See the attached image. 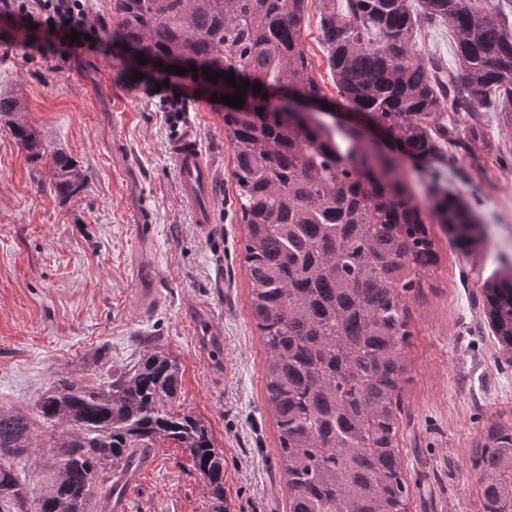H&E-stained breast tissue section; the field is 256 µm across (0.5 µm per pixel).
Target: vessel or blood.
Wrapping results in <instances>:
<instances>
[{
  "label": "vessel or blood",
  "instance_id": "b4317fda",
  "mask_svg": "<svg viewBox=\"0 0 512 512\" xmlns=\"http://www.w3.org/2000/svg\"><path fill=\"white\" fill-rule=\"evenodd\" d=\"M169 151L178 165L182 196L191 205L196 224L207 227L215 220L213 173L204 160L199 131L186 130L171 142Z\"/></svg>",
  "mask_w": 512,
  "mask_h": 512
}]
</instances>
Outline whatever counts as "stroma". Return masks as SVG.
I'll return each instance as SVG.
<instances>
[{"instance_id":"35a3bbf8","label":"stroma","mask_w":512,"mask_h":512,"mask_svg":"<svg viewBox=\"0 0 512 512\" xmlns=\"http://www.w3.org/2000/svg\"><path fill=\"white\" fill-rule=\"evenodd\" d=\"M304 7L305 49L338 102L322 2ZM413 42L421 56L453 64L446 25L423 24ZM168 85L186 90L192 107L163 111L148 95L154 76L135 79L121 50L61 55L0 36V89L17 94L46 147L32 160L0 120V408L25 413L31 442L45 453L50 428L37 402L57 379L95 386L156 347L181 369L178 408L206 421L224 452V502L211 499L189 454L164 442L130 491V512H288L267 355L250 312L233 144L221 113L189 80L172 76ZM443 120L478 127L491 151L472 153L461 138L441 160L404 161V174L421 207L434 185L460 193L486 240L464 257L439 225L429 227L439 261L402 299L411 336L400 440L409 512H481L475 447L488 422L512 425V356L479 309L484 279L512 265V117L448 112ZM190 126L202 131L218 184L207 228L194 224L169 152ZM59 153L85 176L71 198L53 187ZM199 314L223 332L220 361L200 345Z\"/></svg>"}]
</instances>
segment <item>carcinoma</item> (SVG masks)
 <instances>
[{
    "label": "carcinoma",
    "mask_w": 512,
    "mask_h": 512,
    "mask_svg": "<svg viewBox=\"0 0 512 512\" xmlns=\"http://www.w3.org/2000/svg\"><path fill=\"white\" fill-rule=\"evenodd\" d=\"M305 0H115L112 42L148 65H194L207 92L232 95L225 75L247 89L253 109L224 106L235 155L238 208L247 228L244 263L251 314L268 354L267 402L276 419L289 512H408L395 406L410 332L403 292L438 263L434 240L402 175L404 158L428 162L473 126L448 127L443 112H512V21L492 0H346L323 5L322 43L340 105L385 129L394 149L376 155L355 127L262 113L273 87L324 98L307 55ZM445 22L456 60L418 57L415 30ZM219 73L217 83L203 69ZM14 92L0 91V116L18 144L42 155ZM55 191L77 194L84 178L55 155ZM435 222L462 255L483 229L454 191L430 200ZM494 339L512 354V270L482 287ZM177 362L148 348L130 368L88 386L59 379L38 400L59 424L54 454L29 494L0 463V512H110L119 482L141 451L171 442L188 452L212 498L224 504V453L209 426L177 411ZM30 421L0 411V455L28 452ZM482 512H512V427L490 422L472 457Z\"/></svg>",
    "instance_id": "cac0c4a2"
}]
</instances>
